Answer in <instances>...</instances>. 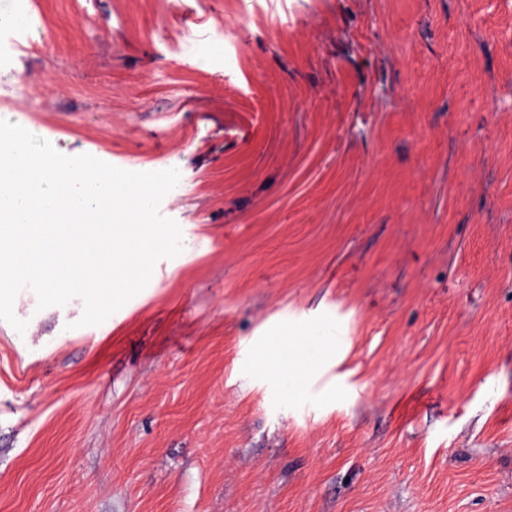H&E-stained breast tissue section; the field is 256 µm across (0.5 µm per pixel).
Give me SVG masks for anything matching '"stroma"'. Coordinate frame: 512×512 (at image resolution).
Here are the masks:
<instances>
[{
	"instance_id": "35a3bbf8",
	"label": "stroma",
	"mask_w": 512,
	"mask_h": 512,
	"mask_svg": "<svg viewBox=\"0 0 512 512\" xmlns=\"http://www.w3.org/2000/svg\"><path fill=\"white\" fill-rule=\"evenodd\" d=\"M30 2L0 119L193 240L95 326L19 293L0 512H512V0Z\"/></svg>"
}]
</instances>
